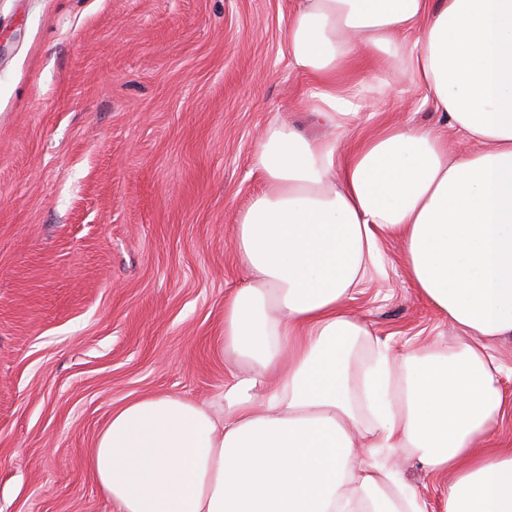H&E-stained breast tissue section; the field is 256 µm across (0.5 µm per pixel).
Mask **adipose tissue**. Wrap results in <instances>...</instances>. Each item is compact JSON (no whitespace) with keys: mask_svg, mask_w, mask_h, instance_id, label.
Instances as JSON below:
<instances>
[{"mask_svg":"<svg viewBox=\"0 0 512 512\" xmlns=\"http://www.w3.org/2000/svg\"><path fill=\"white\" fill-rule=\"evenodd\" d=\"M287 40L330 133L273 122L257 140L267 188L233 238L249 280L224 303L245 369L219 412L118 406L88 468L118 512H427L380 458L409 448L442 512H512V448L488 443L505 405L493 345L512 339V0H298ZM378 53L376 83L423 92L467 151L424 127L356 137L367 89L336 76ZM387 238L464 341L396 356L351 314Z\"/></svg>","mask_w":512,"mask_h":512,"instance_id":"ef3b65f1","label":"adipose tissue"}]
</instances>
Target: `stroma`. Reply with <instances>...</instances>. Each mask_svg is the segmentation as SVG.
<instances>
[{"instance_id": "35a3bbf8", "label": "stroma", "mask_w": 512, "mask_h": 512, "mask_svg": "<svg viewBox=\"0 0 512 512\" xmlns=\"http://www.w3.org/2000/svg\"><path fill=\"white\" fill-rule=\"evenodd\" d=\"M297 0H0V512H116L87 456L113 409L219 402L237 366L224 301L248 274L238 213L254 144L317 137L289 61ZM360 125L448 134L418 92ZM351 306L393 352L460 332L410 284L397 240Z\"/></svg>"}]
</instances>
